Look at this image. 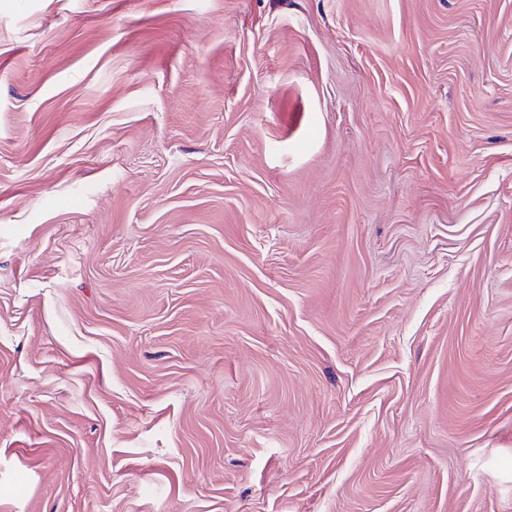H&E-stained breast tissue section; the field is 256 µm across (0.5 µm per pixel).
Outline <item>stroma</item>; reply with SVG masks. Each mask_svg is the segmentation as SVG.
Wrapping results in <instances>:
<instances>
[{
    "label": "stroma",
    "mask_w": 512,
    "mask_h": 512,
    "mask_svg": "<svg viewBox=\"0 0 512 512\" xmlns=\"http://www.w3.org/2000/svg\"><path fill=\"white\" fill-rule=\"evenodd\" d=\"M0 512H512V0H0Z\"/></svg>",
    "instance_id": "35a3bbf8"
}]
</instances>
